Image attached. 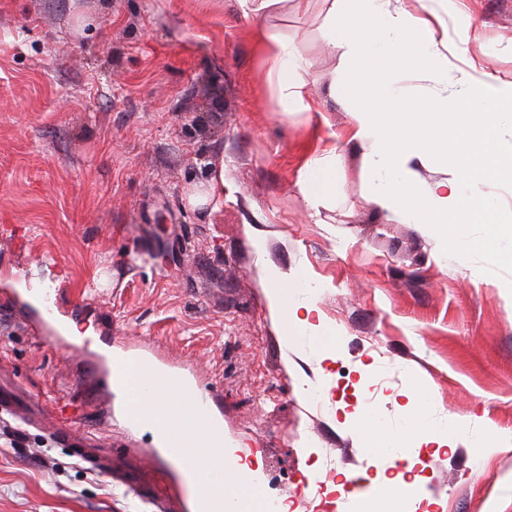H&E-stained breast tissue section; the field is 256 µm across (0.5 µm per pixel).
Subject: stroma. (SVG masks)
Returning a JSON list of instances; mask_svg holds the SVG:
<instances>
[{
	"mask_svg": "<svg viewBox=\"0 0 512 512\" xmlns=\"http://www.w3.org/2000/svg\"><path fill=\"white\" fill-rule=\"evenodd\" d=\"M332 0H0V295L50 282L66 320L113 350L158 360L217 390L226 441L292 512H336L308 484L323 457L336 478L365 450L346 413L402 427L416 383L432 419L489 420L512 444V265L438 259L412 224L370 201L379 182L351 139L332 78ZM445 83L410 76L413 97L491 81L512 88V0H436ZM301 61L304 106L269 73L263 36ZM335 147L336 197L310 207L298 181ZM224 190L195 203L216 172ZM316 287L335 360L283 348L253 241ZM0 365L18 414L0 433V512H188V489L154 467L150 432L109 409L76 345L40 340L0 304ZM322 387L321 407L302 382ZM111 455L113 476L53 435L56 408ZM418 493L445 512H512V447L477 461L472 436L424 449Z\"/></svg>",
	"mask_w": 512,
	"mask_h": 512,
	"instance_id": "stroma-1",
	"label": "stroma"
}]
</instances>
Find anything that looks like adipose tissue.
<instances>
[{
	"instance_id": "1",
	"label": "adipose tissue",
	"mask_w": 512,
	"mask_h": 512,
	"mask_svg": "<svg viewBox=\"0 0 512 512\" xmlns=\"http://www.w3.org/2000/svg\"><path fill=\"white\" fill-rule=\"evenodd\" d=\"M329 36L349 64L341 90L350 106L352 139L359 145L367 169L381 168L388 173L387 183L372 198L373 204L432 239L437 257L451 254L458 262H466L475 248L466 227L489 211L481 185L512 177V154L504 153L500 131L502 116L512 112V91L488 86L478 93L468 86L429 102L407 97L396 85L397 73L415 70L435 77L446 57L430 20L394 7L393 0H333ZM266 46L269 70L284 98L303 104L305 83L297 73L293 49L273 34L267 35ZM477 94L482 95L485 108L473 112L469 103ZM431 157L450 168L453 179L421 185L417 168ZM460 182L470 184L471 196L458 194ZM299 190L312 207L335 193L336 168L331 154L306 164ZM254 249L270 308L284 317V347L304 343L320 359L330 358L336 336L314 316L316 289H295L286 274L267 259L262 242H255ZM465 428V423L452 417L442 424L429 421L423 399L396 434L383 432L376 418H369L365 444L382 451L373 485L409 487L408 478L401 474L388 477L387 469L398 461L414 465L423 446L446 445L450 434Z\"/></svg>"
}]
</instances>
